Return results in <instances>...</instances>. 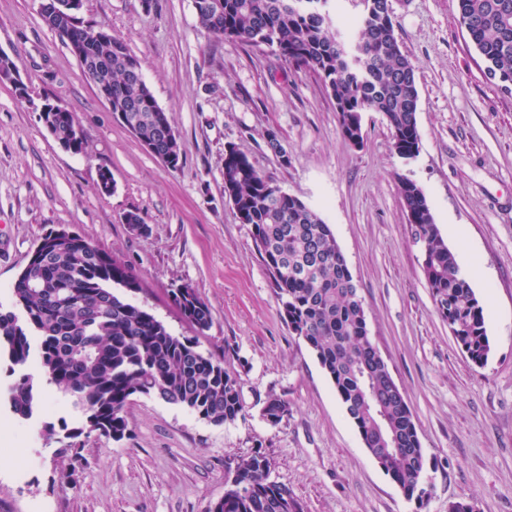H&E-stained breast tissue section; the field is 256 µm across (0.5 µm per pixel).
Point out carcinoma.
Wrapping results in <instances>:
<instances>
[{"mask_svg": "<svg viewBox=\"0 0 512 512\" xmlns=\"http://www.w3.org/2000/svg\"><path fill=\"white\" fill-rule=\"evenodd\" d=\"M361 2L363 12L346 37L336 30L327 0H195V10L198 23L216 37L268 46L287 64L316 72L335 101L346 140L362 135L363 113H382L392 151L410 159L419 150L415 68L398 44L389 0ZM457 2L459 23L488 77L511 92L512 0ZM48 26L82 49L84 73L108 86L112 112L123 115L137 139L179 167V137L126 45L77 16H58ZM77 131L72 113L55 114L53 136L82 153L86 141ZM224 194L239 222L251 226L284 318L315 353L365 448L407 499L423 502L426 459L412 412L369 336L362 299L331 228L233 146L224 150ZM400 194L413 236L427 248L422 269L437 312L470 360L482 365L491 351L484 307L460 273L423 189L403 178ZM110 284L139 288L127 265L81 236L52 230L13 284L22 315L0 311V359L10 363V373L37 357L48 382L82 414L81 427L61 421L65 437L87 428L122 440L129 432L126 408L141 395L178 404L214 425L237 420L243 411L237 374L201 352L197 341L172 335L152 314L114 294ZM172 300L198 331L209 328L211 310L192 287L173 289ZM6 402L17 418L31 419L42 402L38 380L20 374ZM288 412V402L270 395L261 415L276 425ZM270 469L259 452L239 458L208 512H304L288 486L269 480Z\"/></svg>", "mask_w": 512, "mask_h": 512, "instance_id": "carcinoma-1", "label": "carcinoma"}]
</instances>
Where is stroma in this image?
<instances>
[{"instance_id":"obj_1","label":"stroma","mask_w":512,"mask_h":512,"mask_svg":"<svg viewBox=\"0 0 512 512\" xmlns=\"http://www.w3.org/2000/svg\"><path fill=\"white\" fill-rule=\"evenodd\" d=\"M40 0H0V51L33 101L72 112L87 143L65 150L32 103L0 81V309L43 236L66 228L128 265L127 293L176 336L240 378L243 416L213 425L155 396L127 406L121 441L98 432L48 435L82 423L56 387L29 420L0 404V512H207L237 459L265 454L272 477L306 512H512V93L458 21L457 0H390L402 52L415 67L419 152L391 149L381 113L363 115V141L341 133L316 73L266 46L218 38L200 26L194 0H84L83 21L104 25L142 65L183 150L165 166L122 124L68 45L39 13ZM277 137L287 157L267 141ZM329 224L363 300L369 335L413 414L430 492L407 500L365 448L334 386L281 315L271 276L224 195V149ZM112 188L99 187L100 171ZM420 185L462 274L485 310L491 353L475 366L439 316L400 197ZM144 217L133 231L127 214ZM187 284L211 309L197 332L171 301ZM290 412L260 416L269 395ZM79 448L82 462L71 459Z\"/></svg>"}]
</instances>
